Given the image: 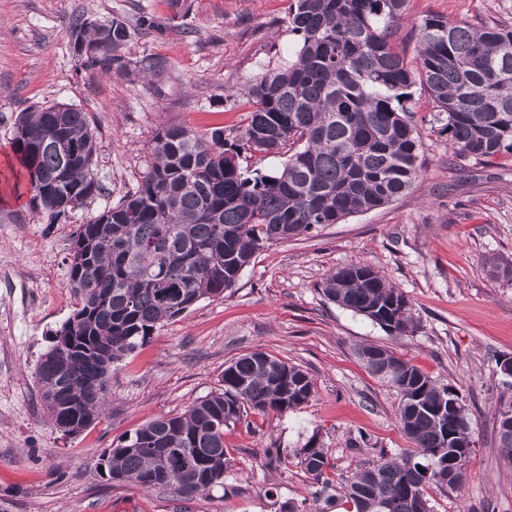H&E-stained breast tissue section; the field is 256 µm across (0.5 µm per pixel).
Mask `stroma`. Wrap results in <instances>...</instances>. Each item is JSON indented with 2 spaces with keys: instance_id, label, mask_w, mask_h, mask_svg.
<instances>
[{
  "instance_id": "obj_1",
  "label": "stroma",
  "mask_w": 512,
  "mask_h": 512,
  "mask_svg": "<svg viewBox=\"0 0 512 512\" xmlns=\"http://www.w3.org/2000/svg\"><path fill=\"white\" fill-rule=\"evenodd\" d=\"M293 0H0V512H281L316 487L293 451L318 439L333 480L371 462L354 453L358 431L373 449L411 444L396 418L395 390L357 351L380 344L454 386L472 418L474 447L457 491L431 488L434 512H512V466L499 456L492 405L506 391L498 363L512 357V154L479 163L451 154L422 84L410 106L424 128L419 174L388 205L266 246L223 297L204 299L165 323L112 370L108 409L78 435L55 430L34 369L72 314L67 287L81 224L135 192L152 162L149 141L165 122L202 131L241 127L246 98H229L298 49L288 30ZM512 26V0H408L394 38L414 55L425 16ZM151 24L140 27L142 17ZM139 26L105 74L83 68L75 18ZM55 103L87 112L96 127L98 192L65 215L32 213L8 200L13 126L19 113ZM351 263L374 268L411 306L414 328L387 333L329 301L326 276ZM260 350L300 366L314 394L296 410L255 413L226 428L233 466L223 486L186 498L119 486L99 476L100 456L142 424L183 412L222 386L224 367Z\"/></svg>"
}]
</instances>
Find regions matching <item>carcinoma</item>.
<instances>
[{
    "label": "carcinoma",
    "mask_w": 512,
    "mask_h": 512,
    "mask_svg": "<svg viewBox=\"0 0 512 512\" xmlns=\"http://www.w3.org/2000/svg\"><path fill=\"white\" fill-rule=\"evenodd\" d=\"M407 0H296L288 16L300 37L285 66L231 93L252 102L247 123L229 142L224 128L203 132L165 123L150 142L154 162L132 194L80 226L67 288L72 315L54 332L35 369L52 425L76 435L102 414L112 366L150 342L157 328L199 301L232 288L265 246L384 206L411 188L425 148L406 107L416 80L445 114L442 132L460 158L488 162L512 154V26H479L432 15L418 26L417 68L392 42ZM136 28L83 19L70 37L97 49L81 65L112 72ZM67 140L69 161L52 147ZM297 144L281 169L245 165ZM13 149L24 172L12 190L35 213L58 217L94 195L97 149L87 113L59 105L22 112ZM324 297L392 334L413 326L405 296L368 265L349 264L323 283ZM358 355L393 387L398 422L413 453L382 452L340 486L325 477L328 449L315 439L294 449L325 501L353 512H433L427 488L458 490L473 450L471 419L458 391L395 355L365 344ZM222 388L179 416H162L101 455L98 474L146 490L202 495L224 485L233 458L224 428L248 411H293L314 394L299 366L263 351L224 367ZM501 459L512 466V427H496ZM185 462L198 476L181 475ZM457 469V479L448 471Z\"/></svg>",
    "instance_id": "obj_1"
}]
</instances>
